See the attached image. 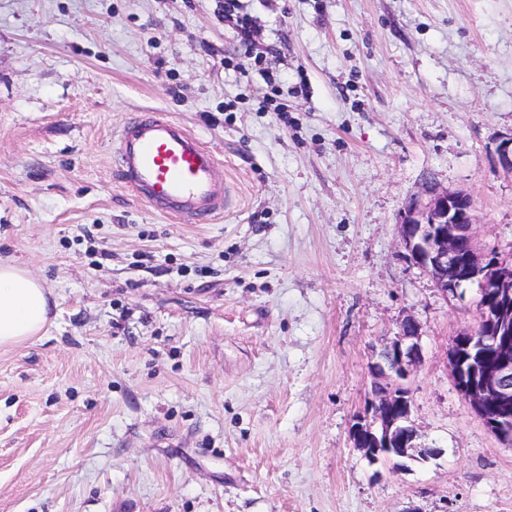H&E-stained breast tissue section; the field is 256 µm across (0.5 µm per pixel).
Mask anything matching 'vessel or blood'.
<instances>
[{
	"mask_svg": "<svg viewBox=\"0 0 512 512\" xmlns=\"http://www.w3.org/2000/svg\"><path fill=\"white\" fill-rule=\"evenodd\" d=\"M117 161L125 181L158 213L205 224L224 211L215 159L199 140L158 111L136 113L119 130Z\"/></svg>",
	"mask_w": 512,
	"mask_h": 512,
	"instance_id": "1",
	"label": "vessel or blood"
}]
</instances>
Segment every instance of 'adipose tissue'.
Returning <instances> with one entry per match:
<instances>
[{
	"instance_id": "1",
	"label": "adipose tissue",
	"mask_w": 512,
	"mask_h": 512,
	"mask_svg": "<svg viewBox=\"0 0 512 512\" xmlns=\"http://www.w3.org/2000/svg\"><path fill=\"white\" fill-rule=\"evenodd\" d=\"M54 305L44 283L25 268L0 260V347L42 335Z\"/></svg>"
}]
</instances>
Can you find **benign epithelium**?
Masks as SVG:
<instances>
[{"label":"benign epithelium","instance_id":"7a95c632","mask_svg":"<svg viewBox=\"0 0 512 512\" xmlns=\"http://www.w3.org/2000/svg\"><path fill=\"white\" fill-rule=\"evenodd\" d=\"M499 163L512 173V134L497 146ZM474 203L448 190L429 193L405 207L399 234L406 258L421 267L446 298L477 290V323L460 331L448 348L454 385L475 416L512 447V260L474 249ZM421 332L415 319L399 325L394 340L370 365L372 388L348 430L352 447L369 464L393 473L427 464L441 450L417 443L411 376L421 362Z\"/></svg>","mask_w":512,"mask_h":512}]
</instances>
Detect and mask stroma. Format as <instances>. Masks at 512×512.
<instances>
[{
    "mask_svg": "<svg viewBox=\"0 0 512 512\" xmlns=\"http://www.w3.org/2000/svg\"><path fill=\"white\" fill-rule=\"evenodd\" d=\"M242 3L276 88L219 0H0V258L58 311L0 348V512H512V447L448 365L476 290L444 298L398 228L460 191L480 248L512 253V0ZM145 109L213 154L211 223L122 179ZM409 315L443 454L376 481L348 428Z\"/></svg>",
    "mask_w": 512,
    "mask_h": 512,
    "instance_id": "35a3bbf8",
    "label": "stroma"
}]
</instances>
